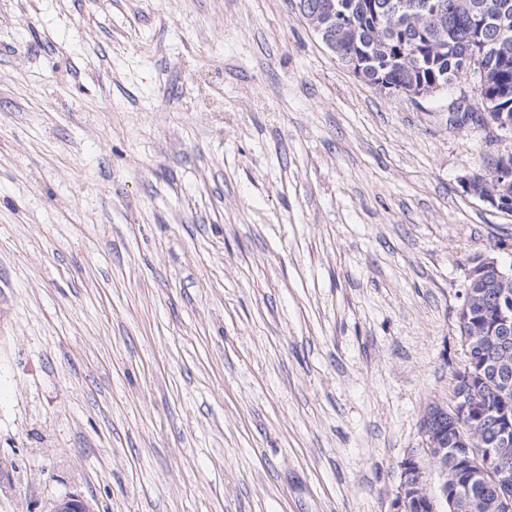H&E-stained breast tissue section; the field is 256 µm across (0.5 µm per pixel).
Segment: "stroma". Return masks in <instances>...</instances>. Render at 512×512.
I'll return each mask as SVG.
<instances>
[{"mask_svg": "<svg viewBox=\"0 0 512 512\" xmlns=\"http://www.w3.org/2000/svg\"><path fill=\"white\" fill-rule=\"evenodd\" d=\"M510 153L299 0H0V512H390ZM494 177L488 179L483 176H477L475 178L477 184L481 187L482 191H488L494 189L490 193H474L473 183L474 176L464 178L463 185L466 189V193L474 195L482 201L490 203L500 211L508 212L512 208V170L511 166L500 165L498 170L494 173Z\"/></svg>", "mask_w": 512, "mask_h": 512, "instance_id": "35a3bbf8", "label": "stroma"}]
</instances>
